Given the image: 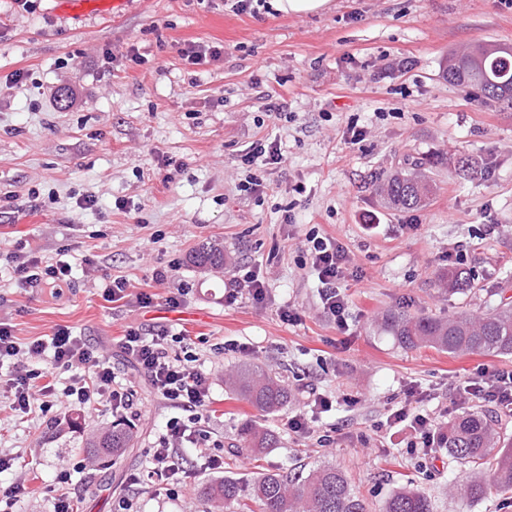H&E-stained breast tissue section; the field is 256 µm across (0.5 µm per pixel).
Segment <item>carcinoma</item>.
Returning a JSON list of instances; mask_svg holds the SVG:
<instances>
[{
	"mask_svg": "<svg viewBox=\"0 0 512 512\" xmlns=\"http://www.w3.org/2000/svg\"><path fill=\"white\" fill-rule=\"evenodd\" d=\"M448 84L473 95L484 104L512 106V54L503 45L482 42L450 54L443 69ZM410 171L396 170L378 185L388 206L411 210L422 207L436 190L425 175L430 158L404 159ZM201 269L224 267V246L204 244L189 255ZM439 282L454 294L471 285V274L450 268L438 274ZM382 326L405 349L429 348L450 355L489 353L512 355V307H499L479 317L410 316L388 312ZM235 399L244 401L263 415L283 408L290 398L284 381L258 367L238 368L225 378ZM238 436L243 451L256 460L276 447L278 437L256 420L244 422ZM133 430L116 423L105 430H92L86 437L87 452L108 465L112 458L131 447ZM438 447L464 467L468 478L457 493L478 501L488 495H512V449L480 413L464 412L440 431ZM201 495L220 512H367L363 496L342 470L319 464L302 478L271 471L255 473L248 497L241 496L239 481L226 476L206 483ZM427 493L408 485L393 490L382 502L380 512H434Z\"/></svg>",
	"mask_w": 512,
	"mask_h": 512,
	"instance_id": "obj_1",
	"label": "carcinoma"
}]
</instances>
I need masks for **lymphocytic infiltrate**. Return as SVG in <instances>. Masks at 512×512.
Segmentation results:
<instances>
[{
  "label": "lymphocytic infiltrate",
  "mask_w": 512,
  "mask_h": 512,
  "mask_svg": "<svg viewBox=\"0 0 512 512\" xmlns=\"http://www.w3.org/2000/svg\"><path fill=\"white\" fill-rule=\"evenodd\" d=\"M306 255L310 269L321 288L319 296L324 312L337 326L346 323V302L340 293V283L345 277L346 248L328 236L310 234ZM11 265L17 288H57L69 283L72 267L66 261L41 266L33 252L15 248L6 255ZM122 352L137 366L146 378L152 393L170 407L188 412V419L174 417L168 420L166 432L152 450L153 473L164 482L181 485L179 469L173 460L178 444L194 445L206 442L201 427L211 404L210 382L205 373L193 364L192 357L171 358L166 334L144 336L139 329L128 328L120 339ZM51 353L52 369L32 368L20 364L23 356ZM14 362L15 367L0 373V383L9 393L8 409L14 416L33 414L49 415L57 396H64L70 403L90 408L109 401L113 409L130 406V395L112 387V369L98 350L87 346L69 328L58 329L53 336L29 342L20 341L9 323L0 322V365ZM69 372L64 389H57L53 369ZM469 400L492 403L512 412V370L472 374L464 387Z\"/></svg>",
  "instance_id": "f902f5d3"
}]
</instances>
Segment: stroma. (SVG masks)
Here are the masks:
<instances>
[{
  "mask_svg": "<svg viewBox=\"0 0 512 512\" xmlns=\"http://www.w3.org/2000/svg\"><path fill=\"white\" fill-rule=\"evenodd\" d=\"M56 6L0 0V248L27 245L46 265L66 260L73 277L60 292L26 293L0 267V320L24 342L70 328L102 351L134 404L59 401L54 428L38 415L0 421V455L17 460L0 473V492L19 474L29 488L13 512H51L63 471L78 512H112L122 498L133 512H204L205 480H247L258 466L294 474L324 461L350 476L369 512L406 484L430 490L437 512H512L495 494L454 495L465 471L442 451L408 453L410 430L386 425L402 407L448 423L464 410L461 381L512 370V355L406 351L379 325L389 311L476 316L512 302V107L483 105L442 77L464 44L512 46V0H330L310 15L268 4L241 13L232 0H128L120 13L80 18ZM189 43L223 53L195 65L180 53ZM272 105L279 120L268 116ZM354 124L366 130L356 145L347 137ZM258 141L279 145L287 163L248 170L243 159ZM422 155L438 159L428 171L436 193L419 209L388 208L377 181ZM463 156L478 160L476 173L458 174ZM250 171L262 181L255 193L239 189ZM89 195L94 206L82 208ZM311 231L347 250L345 328L324 314L304 264ZM213 240L224 244V268L193 266L191 250ZM172 264L146 308L106 301L95 278L126 277L136 294ZM452 267L471 270L472 292L441 288L437 274ZM248 272L265 278L264 302L243 295L225 305V282ZM290 304L300 324L282 320ZM131 326L186 337L171 356L192 352L210 377L209 440L182 449L193 476L172 491L150 479L149 450L177 411L122 356L117 341ZM230 340L251 354L220 352ZM244 365L283 376L288 404L262 418L233 399L224 377ZM303 382L333 402L315 413L307 440L286 426L303 407ZM257 417L279 443L256 466L230 447ZM120 420L134 423V446L105 470L85 437ZM321 435L332 443L320 446ZM214 455L223 468H209Z\"/></svg>",
  "mask_w": 512,
  "mask_h": 512,
  "instance_id": "obj_1",
  "label": "stroma"
}]
</instances>
